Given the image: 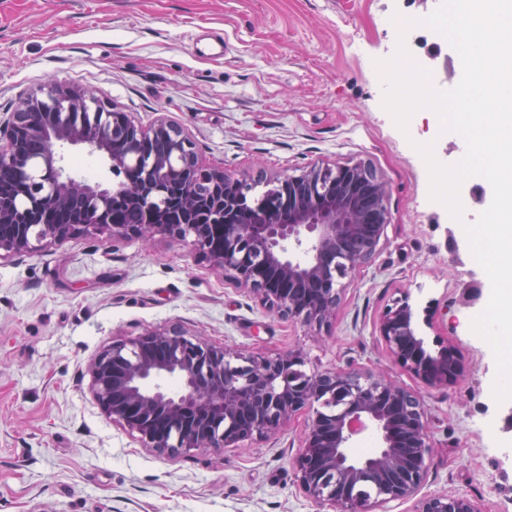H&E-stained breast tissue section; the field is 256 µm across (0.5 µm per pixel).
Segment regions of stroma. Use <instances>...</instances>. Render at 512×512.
<instances>
[{"instance_id":"1","label":"stroma","mask_w":512,"mask_h":512,"mask_svg":"<svg viewBox=\"0 0 512 512\" xmlns=\"http://www.w3.org/2000/svg\"><path fill=\"white\" fill-rule=\"evenodd\" d=\"M438 0H0V116L56 80L150 128L181 127L226 173L299 174L363 160L389 190L391 222L371 264L348 279L318 335L267 313L198 258L189 242L80 236L0 260V512H332L299 488L293 459L308 416L241 448L161 454L100 410L88 363L112 341L179 325L245 355L302 351L310 371L384 369L419 393L432 462L423 494H462L481 512H512V435L494 434L495 361L470 329L491 292L460 223L428 198L411 141L459 160L435 115L402 134L382 109L373 61L391 55L394 13ZM222 37L225 55L208 43ZM411 52L444 86L462 78L448 44ZM409 291L433 307L428 338L457 344L465 370L429 388L403 371L377 330Z\"/></svg>"}]
</instances>
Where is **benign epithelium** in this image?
<instances>
[{
  "instance_id": "benign-epithelium-1",
  "label": "benign epithelium",
  "mask_w": 512,
  "mask_h": 512,
  "mask_svg": "<svg viewBox=\"0 0 512 512\" xmlns=\"http://www.w3.org/2000/svg\"><path fill=\"white\" fill-rule=\"evenodd\" d=\"M88 107L83 93L51 83L0 119V259L24 256L39 242L64 243L92 229L114 237L187 239L267 312L314 330L336 316L344 279L369 263L390 223L387 186L376 172H371L369 196L355 197L368 165L315 163L297 176L272 177L270 182L288 190V213L268 207L242 215V192L252 181L200 163L183 132L162 118L149 130L128 118L118 130L63 119ZM35 136L47 143L38 158L42 184L36 207L96 202L80 210L76 223L38 224L35 212H19L10 200L13 176L32 165L28 147ZM148 138L165 143L167 152L153 157L139 176L132 157ZM74 147L105 156L114 170L131 169L126 184L112 189L69 175L64 160ZM167 186L177 189L186 216L218 191L223 201L213 205L205 224H180L164 211L143 224L104 221L103 211L117 195L147 205ZM289 249L303 258L287 254ZM431 310L427 307L426 317L418 321L410 294L403 291L377 325L393 360L430 388L457 382L464 370L455 344L437 339V350L426 346L420 325H431ZM88 371L103 414L145 448H241L276 435L307 410L294 468L300 489L314 501L334 512H387L394 502L412 503V512H480L467 496L421 494L432 457L427 412L418 394L384 373L309 372L299 351L241 356L179 327L116 340L89 363ZM367 427L375 430L378 446L373 454L356 458L352 445ZM367 481L376 488L372 496L360 491Z\"/></svg>"
}]
</instances>
